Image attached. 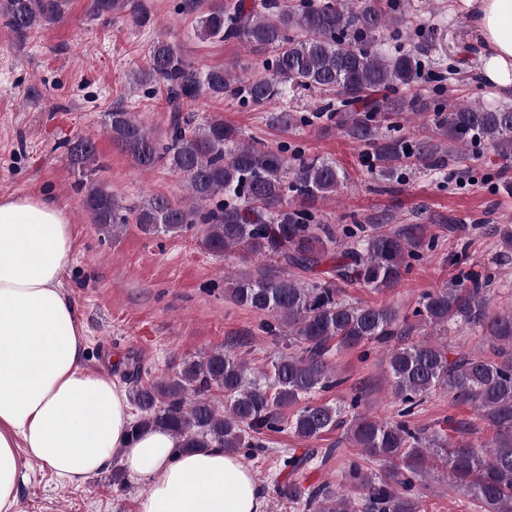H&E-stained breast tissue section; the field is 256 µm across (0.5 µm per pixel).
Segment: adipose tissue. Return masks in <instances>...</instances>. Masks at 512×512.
<instances>
[{"label":"adipose tissue","instance_id":"1","mask_svg":"<svg viewBox=\"0 0 512 512\" xmlns=\"http://www.w3.org/2000/svg\"><path fill=\"white\" fill-rule=\"evenodd\" d=\"M484 77L512 89V0H465ZM68 211L48 197L0 199V512H17L25 468L77 486L120 460L148 482L137 512H263L242 460L220 448L175 453L173 436H131L126 392L85 369L87 338L62 287Z\"/></svg>","mask_w":512,"mask_h":512}]
</instances>
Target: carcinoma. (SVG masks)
Wrapping results in <instances>:
<instances>
[{"mask_svg":"<svg viewBox=\"0 0 512 512\" xmlns=\"http://www.w3.org/2000/svg\"><path fill=\"white\" fill-rule=\"evenodd\" d=\"M64 0H0V18L18 38L59 20ZM394 0H218L196 19L202 40L235 39L264 55L267 75L247 77L239 65L197 70L178 45L160 37L148 50L136 85L166 88L171 103L165 137L157 139L122 107L108 113L112 140L140 169L165 165L182 175L187 201L152 194L127 207L95 179L100 165L94 141H67V154L80 178L91 222L117 234L133 223L147 234L202 233L204 248L228 256L244 250L258 258L283 261L275 277L225 275L224 293L234 304L262 318L261 328L288 340L256 371L230 348L185 358L171 375L141 380L132 372V401L138 415L131 433L160 428L177 440L175 452L222 448L253 457L268 450L263 435L287 430L313 441L345 427L348 443L378 463L368 471L350 463V489L329 484L302 487L277 483L276 494L298 512H421L411 494L414 482L429 473L434 458L448 464L451 486L463 491L480 512H512V312L489 308L488 293L501 268L512 264V229L491 265L464 268L456 279L424 293L412 312L419 327L450 326L480 330L493 356L448 359L436 341H405L414 328L391 305L353 302L336 283L359 284L377 292L397 287L413 263L435 246L412 230L382 224H330L314 205L336 195L346 174L336 162L308 157L296 146L247 143L242 132L219 115L194 119L180 101L201 95L232 96L263 107L300 90L336 96L306 116L281 110L266 116L270 126L293 129L316 121L333 123L372 151L385 175L412 161L443 171L468 144L484 141L504 159L512 158V109L480 102L434 107L422 96H392L419 76L418 55L384 54L378 41L403 31ZM95 17L127 13L145 24L141 0H92ZM431 118L432 133L407 140L392 135L407 116ZM377 345L386 353L388 383L399 403L397 417L377 419L360 410L354 394L348 406L318 402L311 396L342 383L333 357L342 349ZM470 404L479 420L495 430L490 442L457 440L470 423L452 418L420 428L411 420L435 391ZM224 393V404L212 392ZM299 409L290 416L285 410ZM329 451L279 456L280 466L296 473Z\"/></svg>","mask_w":512,"mask_h":512,"instance_id":"obj_1","label":"carcinoma"}]
</instances>
